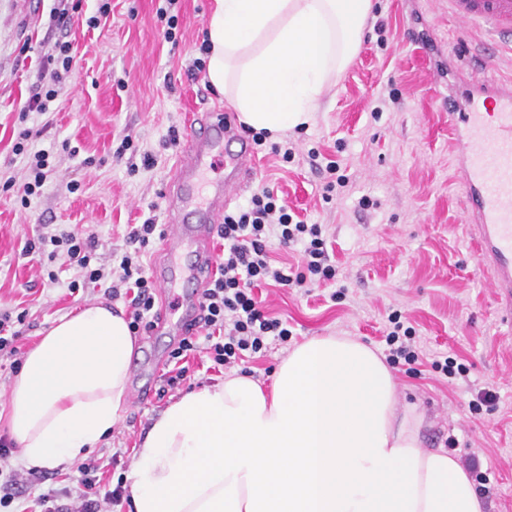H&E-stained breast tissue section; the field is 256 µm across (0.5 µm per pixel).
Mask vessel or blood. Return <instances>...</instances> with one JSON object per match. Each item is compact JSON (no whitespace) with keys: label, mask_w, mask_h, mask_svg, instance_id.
I'll list each match as a JSON object with an SVG mask.
<instances>
[{"label":"vessel or blood","mask_w":512,"mask_h":512,"mask_svg":"<svg viewBox=\"0 0 512 512\" xmlns=\"http://www.w3.org/2000/svg\"><path fill=\"white\" fill-rule=\"evenodd\" d=\"M450 17L490 34L512 51V0H448ZM464 111L449 107L456 135L452 162L462 189L465 228L506 315H512V81L473 67ZM256 169L234 118L219 110L194 114L171 185L164 195L168 224L161 259L152 269L160 300L192 284L182 305L161 313L158 327L181 336L199 328L202 290L216 271L214 231L227 205Z\"/></svg>","instance_id":"obj_1"}]
</instances>
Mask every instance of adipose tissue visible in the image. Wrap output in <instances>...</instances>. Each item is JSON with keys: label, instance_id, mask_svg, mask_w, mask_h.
I'll return each mask as SVG.
<instances>
[{"label": "adipose tissue", "instance_id": "obj_1", "mask_svg": "<svg viewBox=\"0 0 512 512\" xmlns=\"http://www.w3.org/2000/svg\"><path fill=\"white\" fill-rule=\"evenodd\" d=\"M371 0H214L208 79L257 131L309 122L355 56ZM135 338L123 312L86 307L27 351L0 399L26 469L70 466L111 434ZM380 356L346 336L297 344L270 388L231 374L171 402L129 479L133 512H484L468 473L423 447Z\"/></svg>", "mask_w": 512, "mask_h": 512}]
</instances>
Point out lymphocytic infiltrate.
<instances>
[{
	"instance_id": "1",
	"label": "lymphocytic infiltrate",
	"mask_w": 512,
	"mask_h": 512,
	"mask_svg": "<svg viewBox=\"0 0 512 512\" xmlns=\"http://www.w3.org/2000/svg\"><path fill=\"white\" fill-rule=\"evenodd\" d=\"M218 234L224 241V256L213 278L202 291V327L206 331V352L215 366L231 368L245 354L266 349L269 342L287 343L291 332L286 321L270 316L253 293L254 287L272 282L284 287L307 288L335 280L336 268L329 262L321 225L294 220L287 205L272 191L254 194L246 206L225 214ZM278 238L282 247L298 249L301 263L296 271L275 265L267 248L270 238ZM98 243L94 237L76 232L40 236L28 243L27 252L59 249L69 267L80 278L69 282V290H78L86 281L105 287L110 297H117L119 287L132 284L129 300L132 332L149 330L155 305L156 285L138 256L123 254L112 268L94 265ZM9 445L0 446V508L11 507L23 488L36 489L31 506L24 512H105V505H117L122 487L102 490L95 460L80 463L76 485L72 488L42 489L41 471L22 472L9 467Z\"/></svg>"
}]
</instances>
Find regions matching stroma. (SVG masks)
Segmentation results:
<instances>
[{
    "mask_svg": "<svg viewBox=\"0 0 512 512\" xmlns=\"http://www.w3.org/2000/svg\"><path fill=\"white\" fill-rule=\"evenodd\" d=\"M99 2L0 0V310L26 312L17 341L23 350L53 321L105 299L89 284L70 294L76 271L25 253V244L51 229L76 230L95 236L97 264L112 266L129 248L130 225L165 224L163 191L189 113L232 110L206 75H187L207 41L214 0H177L169 8L178 17L172 43L159 14L165 0H109V16L88 28ZM66 41L72 71L58 96L46 113H24L48 57ZM482 41L449 17L448 0H372L354 59L327 82L308 124L255 146L250 192L274 190L300 218L325 225L337 280L306 294L258 287L291 336L245 365L270 381L290 346L313 336H350L386 355L387 315L401 311L426 358L411 373L392 367L399 409L422 415L424 447L447 449L463 466L477 458L470 477L485 512H512V324L464 231L448 123V98L463 91L448 73L481 63ZM38 128L44 134L33 147L50 151L54 173L25 204L17 186L27 157L13 147L21 132ZM289 144L296 156L287 163L272 148ZM331 161L349 182L330 192L320 168ZM51 270L59 284L49 282ZM177 342L168 331L137 335L131 389L164 387L160 372ZM439 356L463 364L467 375L434 369ZM223 379L193 358L165 399L128 400L111 435L90 452L105 468L103 481L128 477L142 436L168 402ZM487 393L493 401H484ZM114 455L120 465L111 469Z\"/></svg>",
    "mask_w": 512,
    "mask_h": 512,
    "instance_id": "obj_1",
    "label": "stroma"
}]
</instances>
